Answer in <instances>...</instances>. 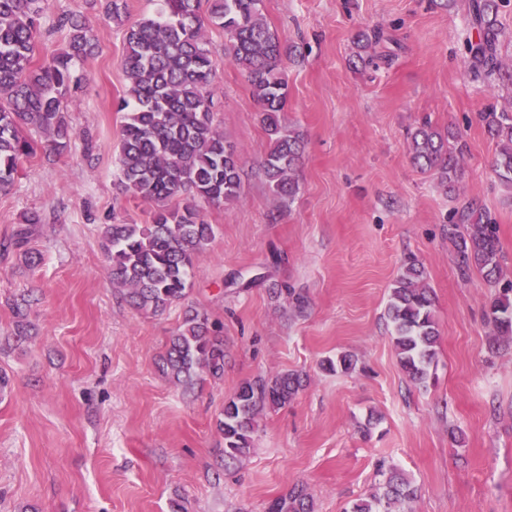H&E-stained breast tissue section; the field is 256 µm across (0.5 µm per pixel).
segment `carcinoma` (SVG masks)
<instances>
[{
	"mask_svg": "<svg viewBox=\"0 0 512 512\" xmlns=\"http://www.w3.org/2000/svg\"><path fill=\"white\" fill-rule=\"evenodd\" d=\"M44 0H0V188L15 182L19 170L35 153L34 134L56 148L73 135L65 113L72 97V62L93 53L95 38L77 14L64 16L66 49L36 58L41 37L38 19ZM263 0H160L156 15L124 25L120 0H106L105 18L124 27L122 68L128 81L118 105L124 113L120 126L117 163L123 191L155 204L148 224L119 221L104 225L102 239L112 260V281L126 291L138 311L160 314L185 300L188 280L198 256L214 238L213 225L201 216L200 204L230 205L240 198L241 167L236 147L224 139L212 112L210 87L214 71L205 32L208 26L224 29L231 60L248 77L260 105L261 122L269 139L263 175L279 197L297 194L295 177L302 157L301 135L282 125L288 100V81L282 66L284 47L267 24ZM471 23L476 39L467 43L475 76L502 70L498 58L501 29L496 0H474ZM498 153L494 171L512 187V113L494 108L481 113ZM413 163L437 175L446 193L457 189L463 146L453 131L442 132L426 119L407 133ZM463 229L451 232L457 266L462 275L479 271L490 283L501 275L497 225L484 220L472 206L459 215ZM40 214L28 212L3 251L27 249ZM301 309L304 296L284 283L272 289ZM23 298L12 303L14 339H29L27 307ZM434 300L423 282V269L408 257L391 288L387 315L399 363L410 381L424 385L430 378L439 339ZM487 317L496 334L512 339V280L491 296ZM224 336L207 313L189 306L177 331L169 337L161 358L162 373L189 389L207 378L224 377ZM329 372L355 369L351 355L323 362ZM303 387L298 373L243 382L224 401L217 431L224 439V465L251 453L259 419L268 408H281ZM382 491L352 502L345 512H406L415 498L411 483L392 468L380 465ZM267 512H314L304 486L269 502Z\"/></svg>",
	"mask_w": 512,
	"mask_h": 512,
	"instance_id": "obj_1",
	"label": "carcinoma"
}]
</instances>
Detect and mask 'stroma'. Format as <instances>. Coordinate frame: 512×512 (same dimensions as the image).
<instances>
[{"mask_svg": "<svg viewBox=\"0 0 512 512\" xmlns=\"http://www.w3.org/2000/svg\"><path fill=\"white\" fill-rule=\"evenodd\" d=\"M472 0H263L290 52L285 123L305 143L300 190L276 197L262 173L268 137L246 73L222 28L206 31L216 124L239 154L242 189L206 206L215 237L194 265L184 305L153 316L112 282L102 227L149 223L153 203L118 185L123 30L87 0H46L37 53L67 44L59 17L82 15L97 47L78 61L69 110L76 137L41 146L0 191V240L30 211L38 263L0 253V512H266L295 484L315 512H344L374 491L378 461L411 481L412 512H512V340L485 311L495 289L462 275L448 229L477 206L499 227L501 276L512 279V188L492 170L497 145L478 118L512 113V80L475 77L465 50ZM379 33L358 61L356 36ZM429 118L466 149L456 192L411 162L406 131ZM282 257L272 265V253ZM415 255L434 295L435 378L403 372L386 317L389 289ZM288 283L305 309L274 299ZM32 293L31 338L16 345L11 300ZM224 326V377L187 390L159 370L184 306ZM348 353L350 373L322 363ZM296 371L305 382L264 412L251 454L224 469L216 430L246 380Z\"/></svg>", "mask_w": 512, "mask_h": 512, "instance_id": "obj_1", "label": "stroma"}]
</instances>
